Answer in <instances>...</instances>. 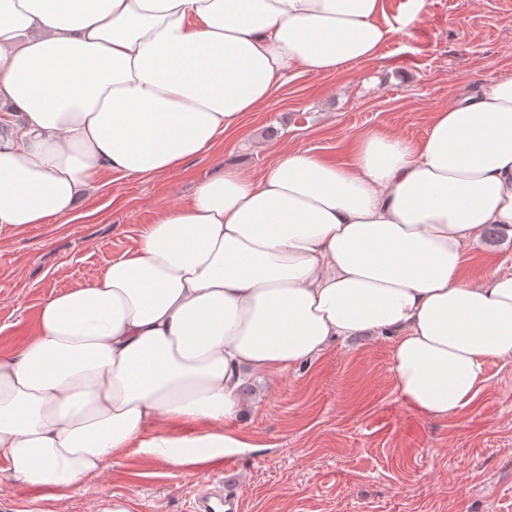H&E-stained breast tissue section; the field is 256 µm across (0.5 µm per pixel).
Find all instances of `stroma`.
I'll use <instances>...</instances> for the list:
<instances>
[{"mask_svg":"<svg viewBox=\"0 0 512 512\" xmlns=\"http://www.w3.org/2000/svg\"><path fill=\"white\" fill-rule=\"evenodd\" d=\"M392 37L372 59L328 75L293 73L239 128L171 175L103 174L71 216L0 244V353L19 349L52 295L92 282L132 249L159 208L234 165L260 177L281 150L343 161L384 130L421 142L433 112L512 76V0H383ZM512 272V240L467 251L472 279ZM393 338L331 343L280 376H246L237 420L253 443L230 478L239 512H512V361L491 360L473 401L435 419L395 388ZM0 461V512H90L119 497L130 512H187L217 474L129 454L67 498L12 484Z\"/></svg>","mask_w":512,"mask_h":512,"instance_id":"1","label":"stroma"}]
</instances>
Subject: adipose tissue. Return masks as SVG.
Wrapping results in <instances>:
<instances>
[{"instance_id":"ef3b65f1","label":"adipose tissue","mask_w":512,"mask_h":512,"mask_svg":"<svg viewBox=\"0 0 512 512\" xmlns=\"http://www.w3.org/2000/svg\"><path fill=\"white\" fill-rule=\"evenodd\" d=\"M382 0H0V239L71 214L101 171L158 178L207 154L295 71L374 58ZM512 237V78L434 112L413 144L371 131L334 162L283 150L160 208L133 249L42 304L0 355V460L63 490L129 453L246 447V375L336 339L390 336L396 390L445 419L512 360V273L467 250ZM512 272V240L500 233L480 244L471 246L467 251L465 274L468 278L478 279L494 272Z\"/></svg>"}]
</instances>
